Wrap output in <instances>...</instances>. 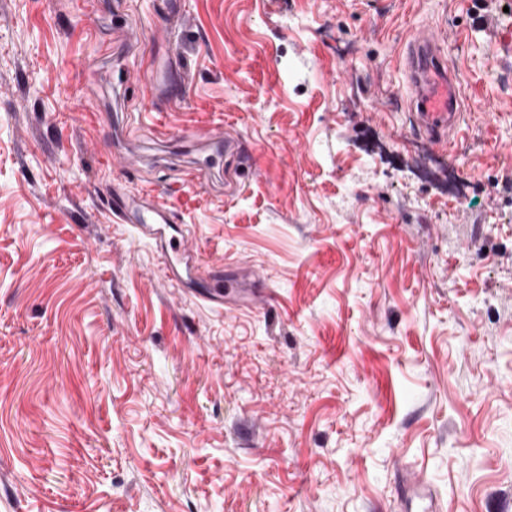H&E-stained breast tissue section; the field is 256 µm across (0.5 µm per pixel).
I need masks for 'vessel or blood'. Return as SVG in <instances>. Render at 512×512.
<instances>
[{"mask_svg": "<svg viewBox=\"0 0 512 512\" xmlns=\"http://www.w3.org/2000/svg\"><path fill=\"white\" fill-rule=\"evenodd\" d=\"M405 66L410 90L409 107L416 116V125L431 141L446 147L458 133V85L455 74L445 61L437 32L429 26L416 28L407 43ZM132 67L149 87L155 100L169 105L185 100V90L181 85L182 76L178 66L171 60L151 59L144 62L133 60ZM214 151L235 150L239 155H247L248 150L237 137L214 130L206 136ZM112 212L123 223L133 225L136 230H148L153 224H168L173 216L167 209L156 204L145 191L120 192L112 198ZM185 239L171 238L160 246L158 261L168 278L182 283L181 271L171 262L174 253L186 249ZM193 276L196 280L211 283V290L205 291V300L223 303L225 296L242 298L249 290L238 280L219 282L216 273L202 264H194ZM401 491L407 503L423 504L426 512H444L439 501L423 483L403 479Z\"/></svg>", "mask_w": 512, "mask_h": 512, "instance_id": "1", "label": "vessel or blood"}]
</instances>
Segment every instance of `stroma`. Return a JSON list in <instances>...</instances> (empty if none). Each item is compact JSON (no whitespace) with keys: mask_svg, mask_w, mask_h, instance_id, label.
I'll list each match as a JSON object with an SVG mask.
<instances>
[{"mask_svg":"<svg viewBox=\"0 0 512 512\" xmlns=\"http://www.w3.org/2000/svg\"><path fill=\"white\" fill-rule=\"evenodd\" d=\"M117 15L183 107L113 82ZM423 25L458 77L447 149L406 96ZM217 125L253 161L193 176L163 132ZM128 158L267 295L169 281L112 213ZM404 473L512 512V0H0V512H407Z\"/></svg>","mask_w":512,"mask_h":512,"instance_id":"1","label":"stroma"}]
</instances>
